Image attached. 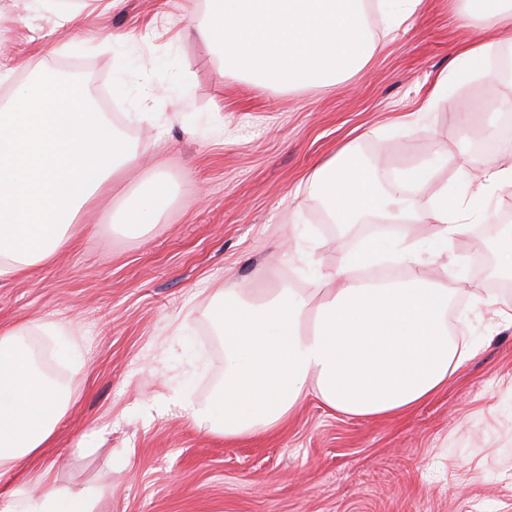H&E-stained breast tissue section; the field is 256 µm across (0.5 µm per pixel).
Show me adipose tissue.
I'll return each instance as SVG.
<instances>
[{"instance_id":"1","label":"adipose tissue","mask_w":512,"mask_h":512,"mask_svg":"<svg viewBox=\"0 0 512 512\" xmlns=\"http://www.w3.org/2000/svg\"><path fill=\"white\" fill-rule=\"evenodd\" d=\"M465 20L485 21L512 44V0H467ZM111 128L79 84L46 77L18 90L0 107V278H22L49 262L73 236L78 210L93 203L122 163ZM333 223L391 217V199L417 171L394 180L346 146L311 176ZM470 203L440 192L409 212L431 225L437 252L462 234ZM411 262L402 278L365 282L359 269ZM416 251L378 238L344 251L333 287L304 296L280 288L247 301L224 291L216 314L224 339V380L210 400L179 401L198 425L227 438L276 430L306 395L347 415L389 417L424 403L476 357L481 342L448 338V309L456 289L427 279ZM71 397L38 369L20 326H0V475L49 447ZM96 492L65 493L49 472L27 476L0 512H94Z\"/></svg>"}]
</instances>
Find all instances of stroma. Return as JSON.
I'll list each match as a JSON object with an SVG mask.
<instances>
[{"label": "stroma", "mask_w": 512, "mask_h": 512, "mask_svg": "<svg viewBox=\"0 0 512 512\" xmlns=\"http://www.w3.org/2000/svg\"><path fill=\"white\" fill-rule=\"evenodd\" d=\"M108 2L0 0V71L10 75L0 105L41 71L79 81L136 154L79 213L73 245L26 279H0V323L24 326L72 395L28 469L52 465L70 493L96 488L98 512H512V327L487 335L486 311L451 334L482 339L480 355L393 417L341 415L308 396L282 429L226 438L172 402L207 401L224 378L218 289L306 296L366 237L425 238L422 225L376 218L346 232L323 224L308 179L339 148L388 177L426 170L424 187L403 194L407 206L445 187L477 197L473 176L512 162V78L490 60L512 46L474 23L489 54L481 71L452 84L418 126L395 128L394 115L420 110L455 58L465 0H424L391 39L373 23L379 50L344 84L285 88L225 71L215 47L187 35L206 0ZM443 150L449 161H434ZM157 178L164 206L128 226L126 210ZM483 199L482 218L468 220L447 258L422 253V270L512 300L489 228L512 216V189ZM50 322L83 336L84 371L45 335Z\"/></svg>", "instance_id": "35a3bbf8"}]
</instances>
